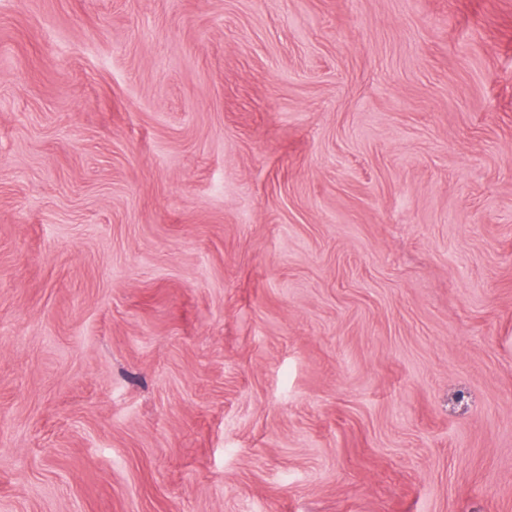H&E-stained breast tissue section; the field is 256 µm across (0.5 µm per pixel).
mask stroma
I'll list each match as a JSON object with an SVG mask.
<instances>
[{
  "mask_svg": "<svg viewBox=\"0 0 512 512\" xmlns=\"http://www.w3.org/2000/svg\"><path fill=\"white\" fill-rule=\"evenodd\" d=\"M0 512H512V0H0Z\"/></svg>",
  "mask_w": 512,
  "mask_h": 512,
  "instance_id": "35a3bbf8",
  "label": "stroma"
}]
</instances>
